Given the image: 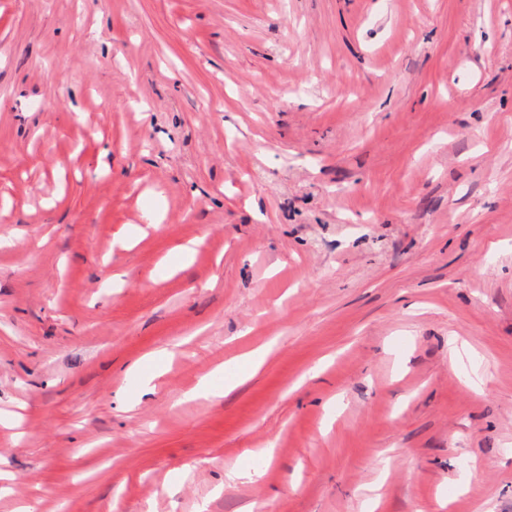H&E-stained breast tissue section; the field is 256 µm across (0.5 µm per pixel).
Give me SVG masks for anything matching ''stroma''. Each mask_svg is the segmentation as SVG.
Returning a JSON list of instances; mask_svg holds the SVG:
<instances>
[{"label": "stroma", "mask_w": 512, "mask_h": 512, "mask_svg": "<svg viewBox=\"0 0 512 512\" xmlns=\"http://www.w3.org/2000/svg\"><path fill=\"white\" fill-rule=\"evenodd\" d=\"M0 467V512H512V0H0Z\"/></svg>", "instance_id": "35a3bbf8"}]
</instances>
